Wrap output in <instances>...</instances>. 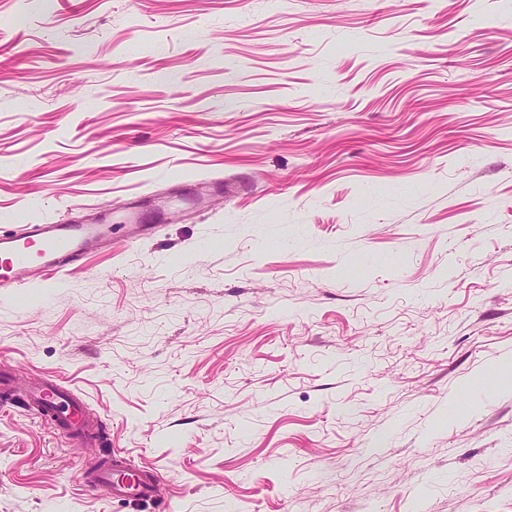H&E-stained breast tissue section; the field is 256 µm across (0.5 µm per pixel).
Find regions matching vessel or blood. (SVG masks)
<instances>
[{"label": "vessel or blood", "mask_w": 512, "mask_h": 512, "mask_svg": "<svg viewBox=\"0 0 512 512\" xmlns=\"http://www.w3.org/2000/svg\"><path fill=\"white\" fill-rule=\"evenodd\" d=\"M105 231L99 224L59 222L24 224L0 233V287L12 288L16 298L27 297L30 288L43 284L48 276L64 272L104 244ZM28 399L40 416L49 418L57 429L79 444L95 441L98 425L89 415L82 398L65 383L33 384ZM90 486L106 487L116 496H149L156 491L153 476H119L114 460L104 455L89 479Z\"/></svg>", "instance_id": "obj_1"}]
</instances>
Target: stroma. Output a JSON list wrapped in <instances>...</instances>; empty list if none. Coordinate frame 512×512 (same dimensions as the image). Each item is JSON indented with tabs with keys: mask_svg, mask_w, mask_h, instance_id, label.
<instances>
[{
	"mask_svg": "<svg viewBox=\"0 0 512 512\" xmlns=\"http://www.w3.org/2000/svg\"><path fill=\"white\" fill-rule=\"evenodd\" d=\"M102 207L0 371L106 438L0 403V512H512V0H0V229ZM30 405L38 414L49 418L71 440L86 444L97 439L98 424L87 412L82 398L65 382H41L28 390ZM114 471V460L110 448L103 456L99 467L88 479L90 487L105 486L111 496H151L156 492V481L153 476L148 474L141 476L145 473L134 472L128 476L118 477Z\"/></svg>",
	"mask_w": 512,
	"mask_h": 512,
	"instance_id": "1",
	"label": "stroma"
}]
</instances>
